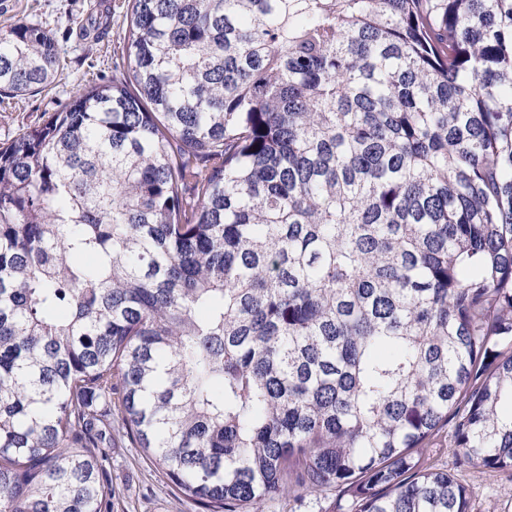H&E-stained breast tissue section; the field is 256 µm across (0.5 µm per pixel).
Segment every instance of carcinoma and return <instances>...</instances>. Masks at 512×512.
I'll return each mask as SVG.
<instances>
[{"label":"carcinoma","mask_w":512,"mask_h":512,"mask_svg":"<svg viewBox=\"0 0 512 512\" xmlns=\"http://www.w3.org/2000/svg\"><path fill=\"white\" fill-rule=\"evenodd\" d=\"M128 76L0 146V512H201L512 472V0H125ZM0 31V92L62 73ZM112 512H200L178 494L141 448H132L117 425L112 428Z\"/></svg>","instance_id":"obj_1"}]
</instances>
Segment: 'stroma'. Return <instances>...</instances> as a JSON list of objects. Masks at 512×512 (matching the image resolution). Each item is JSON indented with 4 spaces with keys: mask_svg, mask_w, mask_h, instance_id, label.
<instances>
[{
    "mask_svg": "<svg viewBox=\"0 0 512 512\" xmlns=\"http://www.w3.org/2000/svg\"><path fill=\"white\" fill-rule=\"evenodd\" d=\"M118 0H0V29L25 21L50 31L65 63L49 87L24 95H0V143L24 127L42 122L66 105L88 82L127 71V20ZM112 512H200L178 494L121 429H113ZM427 454L438 467L456 474L471 495L472 512H512V475L463 467L455 448L433 447ZM349 496L330 490L298 499L284 494L266 501L261 512H347Z\"/></svg>",
    "mask_w": 512,
    "mask_h": 512,
    "instance_id": "1",
    "label": "stroma"
}]
</instances>
